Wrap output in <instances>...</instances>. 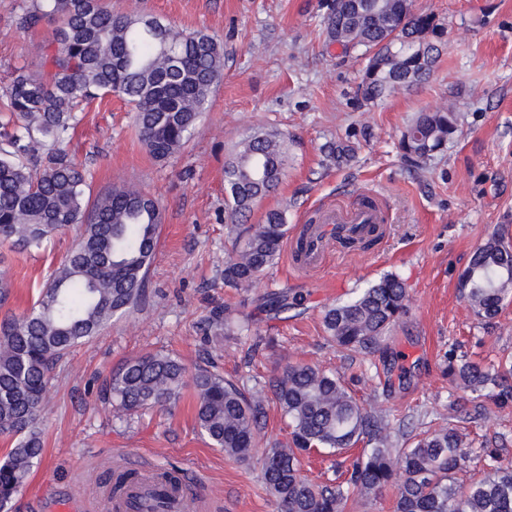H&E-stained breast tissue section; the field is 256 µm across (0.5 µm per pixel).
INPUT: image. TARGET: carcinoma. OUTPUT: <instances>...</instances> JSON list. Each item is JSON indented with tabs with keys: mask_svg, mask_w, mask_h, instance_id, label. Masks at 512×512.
<instances>
[{
	"mask_svg": "<svg viewBox=\"0 0 512 512\" xmlns=\"http://www.w3.org/2000/svg\"><path fill=\"white\" fill-rule=\"evenodd\" d=\"M325 38L365 59L357 96L380 101L397 89L428 82L445 43V27L412 0H325ZM51 33L39 46L43 72L14 70L0 114V243L39 250L80 225L79 240L41 288L37 300L0 321V437L10 445L0 463V512H6L43 454L39 415L54 365L115 317L136 309L154 260L161 205L148 193L114 188L90 203L85 173L66 151L83 106L116 94L132 106L141 140L162 161L186 144L224 71L222 46L203 32H176L161 21L114 14L106 0H33L21 27L42 23ZM458 128L450 108L418 112L398 148L421 167L444 151ZM286 137L261 130L224 164L228 219L239 223L284 177ZM327 157L348 163L350 146L329 142ZM244 244L224 263V285L247 288L277 259L288 237L285 213L266 212L244 228ZM457 287L474 316L488 323L512 296V247L497 233L479 246ZM404 281L387 274L324 310L327 339L351 357L380 349L387 331L408 313ZM453 383L471 393L512 402V364L486 366L445 354ZM196 394L203 436L239 462L264 448L262 478L277 512H346L354 495L379 496L397 486L395 512H512V464L488 454L480 477L462 485L455 473L466 445L453 427L427 430L407 448L390 443L392 420L359 404L332 370L286 366L250 395L221 374L187 371L163 353L132 358L108 380L121 412L166 408L187 386ZM287 418L288 437L265 442L266 407ZM361 452L339 482L317 484L303 474L314 451Z\"/></svg>",
	"mask_w": 512,
	"mask_h": 512,
	"instance_id": "obj_1",
	"label": "carcinoma"
}]
</instances>
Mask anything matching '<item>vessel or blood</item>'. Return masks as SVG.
Returning <instances> with one entry per match:
<instances>
[{
  "instance_id": "vessel-or-blood-1",
  "label": "vessel or blood",
  "mask_w": 512,
  "mask_h": 512,
  "mask_svg": "<svg viewBox=\"0 0 512 512\" xmlns=\"http://www.w3.org/2000/svg\"><path fill=\"white\" fill-rule=\"evenodd\" d=\"M320 221L335 226L336 234L341 238L357 239L372 225L387 223L388 214L374 197L363 194L353 206L324 207ZM330 245L327 238L312 236L304 254L293 257L294 268L310 270L317 267ZM194 499L192 489L184 481L169 482L160 477L157 469L141 468L134 478L126 481L122 491L101 495L95 508L97 512H147L155 506L159 512H189Z\"/></svg>"
}]
</instances>
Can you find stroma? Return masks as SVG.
Segmentation results:
<instances>
[{
  "instance_id": "35a3bbf8",
  "label": "stroma",
  "mask_w": 512,
  "mask_h": 512,
  "mask_svg": "<svg viewBox=\"0 0 512 512\" xmlns=\"http://www.w3.org/2000/svg\"><path fill=\"white\" fill-rule=\"evenodd\" d=\"M31 0H0V94L15 67L39 72L48 28L25 33L17 18ZM113 10L153 17L179 32L201 31L224 47V74L190 140L155 160L142 143L129 104L115 95L81 112L68 149L87 171L86 195L112 187L142 190L162 205L156 257L145 304L112 320L93 340L54 366L43 400L44 453L12 512H58L98 493L116 462L177 467L200 499L219 512H275L261 464L243 465L200 435L193 388L168 409L116 415L104 384L127 359L168 353L189 369L218 372L244 388L267 384L294 363L336 370L365 408L400 422L397 446L445 425L469 447L456 475L479 476L484 450L512 462V403L462 391L444 372L448 349L491 365L512 358V298L482 324L457 288L459 273L491 233L512 243V0H412L448 30L430 83L382 102L357 99L361 60L344 56L321 31V0H109ZM453 108L458 130L419 169L397 149L420 111ZM262 129L288 137L286 175L248 216L284 210L298 227L327 204L351 206L358 193L379 196L388 211L380 241L342 262L294 271L290 253L250 288L224 285L234 240L225 222L224 163L237 143ZM354 143L356 159L336 166L320 148ZM77 229L39 250L0 244V271L11 284L5 312H22L75 247ZM396 274L408 289L409 314L377 353L350 359L327 341L325 307ZM300 296L301 310L269 311L273 293ZM249 320L250 336L215 330V316Z\"/></svg>"
}]
</instances>
